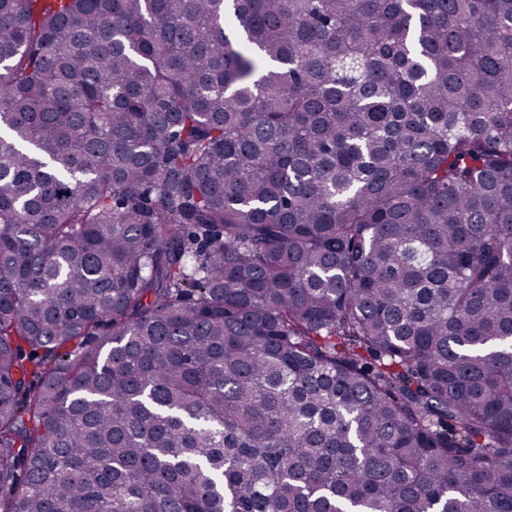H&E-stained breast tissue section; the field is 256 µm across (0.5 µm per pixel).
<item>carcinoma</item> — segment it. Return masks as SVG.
<instances>
[{"label":"carcinoma","instance_id":"1","mask_svg":"<svg viewBox=\"0 0 512 512\" xmlns=\"http://www.w3.org/2000/svg\"><path fill=\"white\" fill-rule=\"evenodd\" d=\"M0 512H512V0H0Z\"/></svg>","mask_w":512,"mask_h":512}]
</instances>
